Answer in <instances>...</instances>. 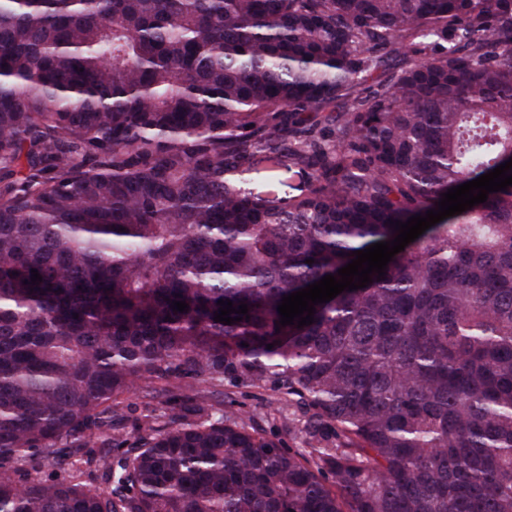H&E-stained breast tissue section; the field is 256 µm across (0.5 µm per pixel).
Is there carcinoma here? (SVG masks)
Masks as SVG:
<instances>
[{
	"instance_id": "1",
	"label": "carcinoma",
	"mask_w": 512,
	"mask_h": 512,
	"mask_svg": "<svg viewBox=\"0 0 512 512\" xmlns=\"http://www.w3.org/2000/svg\"><path fill=\"white\" fill-rule=\"evenodd\" d=\"M510 159L512 0H0V512H512V186L277 311ZM234 391L235 410L254 416L269 435L281 438L287 446H301L299 437L294 434L288 435V430L281 427L282 422L288 419V407L278 405L270 392L242 386Z\"/></svg>"
}]
</instances>
